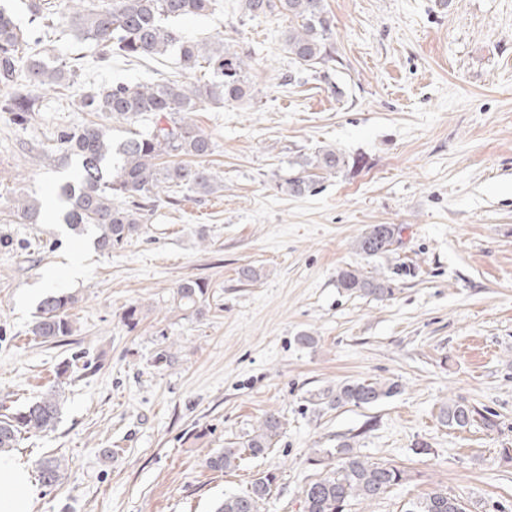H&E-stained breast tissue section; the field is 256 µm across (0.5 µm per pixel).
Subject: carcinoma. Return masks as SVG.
<instances>
[{"mask_svg": "<svg viewBox=\"0 0 512 512\" xmlns=\"http://www.w3.org/2000/svg\"><path fill=\"white\" fill-rule=\"evenodd\" d=\"M216 0H67L63 8L55 4H32L39 23L21 28L10 11L0 6V112L11 114L17 124L28 122L37 111L31 87L75 81L76 70L49 66L41 55L44 39L66 26L82 41L99 49V61L114 56L142 60L162 56L176 48L184 70L193 73L209 70L207 82L169 81L160 84L119 83L86 92L80 107L116 120L132 122L141 117L152 120L145 130L115 140L103 125H87L64 132L60 140L63 154H41L45 167L55 168L76 159L74 179L59 187V197L66 203L63 220L81 235H91L101 252L139 235L147 204L153 203L171 188L197 194H211L218 188L215 174L205 167L176 157L202 158L211 154V138L190 119L206 101L233 103L248 94V62L245 56L224 47L220 38L194 41L185 38L173 21L188 16H205ZM279 10L288 16L285 48L302 69L323 67L334 60L335 48L329 42L332 20L324 0H242L243 13L249 17ZM346 165L345 158L331 146L319 149L299 164V170L284 181L292 196H306L315 190L309 170L337 173ZM8 209L14 215L35 224L41 206L32 197H13ZM400 228L394 224H372L356 240L357 251L367 257L389 251ZM341 288L375 298L392 295L390 280L365 276L357 269L338 273ZM207 285L186 280L178 285L179 305L202 314L201 299ZM77 302L71 293H50L39 304L31 333L44 342L69 336L73 332L70 310ZM395 382L373 383L347 381L325 389L319 400L331 408L354 405L372 406L398 393ZM62 414L59 393L48 390L23 407L0 413V452L8 453L25 434L46 433L55 429ZM478 414L462 400H450L440 409V421L450 427L465 428ZM281 421L271 414L261 426L247 435L241 448H226L212 456L207 465L223 471L233 469L246 452L252 457L264 455L279 436ZM337 460L331 472L310 482L304 489V512H344L352 499L376 501L401 483L404 471L389 463L366 460L346 441L326 451ZM66 464L52 457L38 464L42 484L54 486L65 476ZM276 476L270 472L256 478L244 494L224 496L215 512H261ZM406 512H467V504L444 490L415 502Z\"/></svg>", "mask_w": 512, "mask_h": 512, "instance_id": "carcinoma-1", "label": "carcinoma"}]
</instances>
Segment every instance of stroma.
<instances>
[{"mask_svg":"<svg viewBox=\"0 0 512 512\" xmlns=\"http://www.w3.org/2000/svg\"><path fill=\"white\" fill-rule=\"evenodd\" d=\"M325 6L336 59L321 74L289 57L284 15L249 18L241 0H218L178 20L187 38L248 55L250 94L191 115L213 141L204 164L220 189L161 199L142 234L109 253L60 216L56 191L72 170L36 158L95 121L83 91L186 80L176 54L103 64L93 43L62 31L43 56L81 67L75 84L38 88L28 124L0 112V194L49 199L36 224L0 213V404L51 388L63 400L55 430L14 451L31 472L48 457L67 464L34 512H215L266 472L277 481L265 512H303L324 451L342 441L405 472L346 512H405L436 489L471 512H512V459L501 454L512 448V0ZM326 145L346 166L310 195L284 192L294 162ZM372 224L401 233L367 258L355 242ZM245 267L256 280L241 278ZM347 268L391 279L392 297L340 288ZM186 280L207 283L203 314L175 302ZM60 290L78 298L73 332L45 343L32 321ZM304 332L314 347L296 344ZM162 353L170 362L156 364ZM345 381L401 391L371 407L318 403ZM451 399L479 409L470 426L440 423ZM270 412L284 429L267 454L207 467Z\"/></svg>","mask_w":512,"mask_h":512,"instance_id":"35a3bbf8","label":"stroma"}]
</instances>
